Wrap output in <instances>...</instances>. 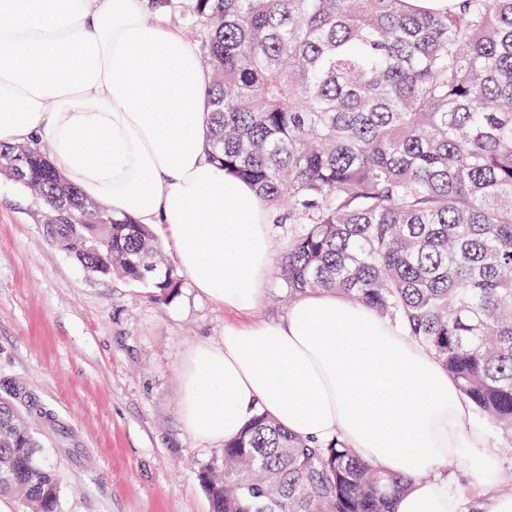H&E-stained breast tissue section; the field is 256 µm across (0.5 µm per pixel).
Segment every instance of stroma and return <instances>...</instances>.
<instances>
[{
	"label": "stroma",
	"mask_w": 512,
	"mask_h": 512,
	"mask_svg": "<svg viewBox=\"0 0 512 512\" xmlns=\"http://www.w3.org/2000/svg\"><path fill=\"white\" fill-rule=\"evenodd\" d=\"M234 320L190 284L160 300L88 271L52 243L40 204L0 177V380L56 415L40 438L64 480L61 512H210L200 475L223 447L181 423L180 366L194 343L221 344ZM470 421L493 456L480 481L468 460L448 464L466 512L512 474V449L485 419Z\"/></svg>",
	"instance_id": "stroma-1"
}]
</instances>
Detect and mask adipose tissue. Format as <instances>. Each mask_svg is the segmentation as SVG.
<instances>
[{"label": "adipose tissue", "mask_w": 512, "mask_h": 512, "mask_svg": "<svg viewBox=\"0 0 512 512\" xmlns=\"http://www.w3.org/2000/svg\"><path fill=\"white\" fill-rule=\"evenodd\" d=\"M147 2L0 0V143L39 149L89 198L164 226L192 288L237 315L221 346L196 344L183 363L194 439L234 438L260 411L407 479L396 512H463L442 466L488 448L428 349L334 292L246 323L271 271L267 210L211 160L201 56L177 24L146 21Z\"/></svg>", "instance_id": "obj_1"}]
</instances>
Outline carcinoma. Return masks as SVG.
<instances>
[{
  "label": "carcinoma",
  "mask_w": 512,
  "mask_h": 512,
  "mask_svg": "<svg viewBox=\"0 0 512 512\" xmlns=\"http://www.w3.org/2000/svg\"><path fill=\"white\" fill-rule=\"evenodd\" d=\"M185 17L209 72L212 160L297 224L279 299L336 292L433 352L512 437V0H151ZM0 175L46 209L89 271L169 298L181 288L150 228L86 198L27 145ZM55 415L0 382V493L60 512V472L28 418ZM211 512H394L407 487L340 441L293 437L257 412L201 473Z\"/></svg>",
  "instance_id": "carcinoma-1"
}]
</instances>
